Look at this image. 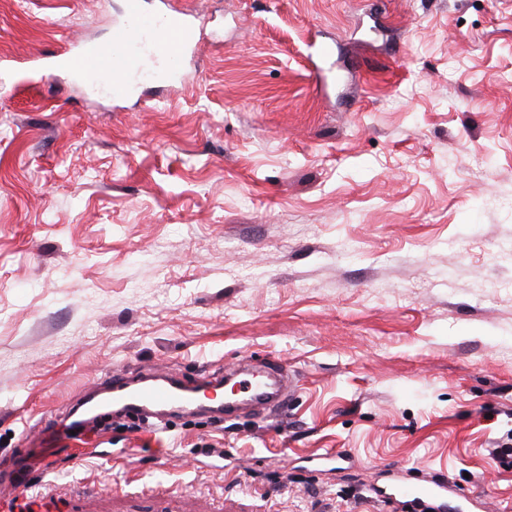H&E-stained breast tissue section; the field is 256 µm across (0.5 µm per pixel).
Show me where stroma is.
I'll return each mask as SVG.
<instances>
[{
	"label": "stroma",
	"mask_w": 512,
	"mask_h": 512,
	"mask_svg": "<svg viewBox=\"0 0 512 512\" xmlns=\"http://www.w3.org/2000/svg\"><path fill=\"white\" fill-rule=\"evenodd\" d=\"M124 3L0 0V460L116 369L270 355L296 385L61 437L35 512H404L367 489L398 480L512 512V0H172L186 84L26 70Z\"/></svg>",
	"instance_id": "stroma-1"
}]
</instances>
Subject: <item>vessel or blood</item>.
Masks as SVG:
<instances>
[{"instance_id":"obj_1","label":"vessel or blood","mask_w":512,"mask_h":512,"mask_svg":"<svg viewBox=\"0 0 512 512\" xmlns=\"http://www.w3.org/2000/svg\"><path fill=\"white\" fill-rule=\"evenodd\" d=\"M201 41L191 12L159 9L149 13L144 0H126L125 19L112 29V39L105 44H72L66 59L78 75L86 77L93 87L114 99L125 97L142 80L155 84L184 81L179 63L196 58ZM264 378H256L247 364H239L233 373L239 378L242 400L224 399V374L211 372L203 387L184 384L172 371L153 369L148 378L136 379L127 373H109L88 391L89 398L108 395L112 405L136 417H157L182 414L198 407L202 391H210L219 403L213 409L215 417L228 419L235 415L240 401L281 407L288 398L293 381L278 358L264 363ZM59 431L57 422L48 421L30 430L28 447L51 445ZM448 493L445 483L430 485H399L393 496L407 506L428 505L443 499Z\"/></svg>"}]
</instances>
